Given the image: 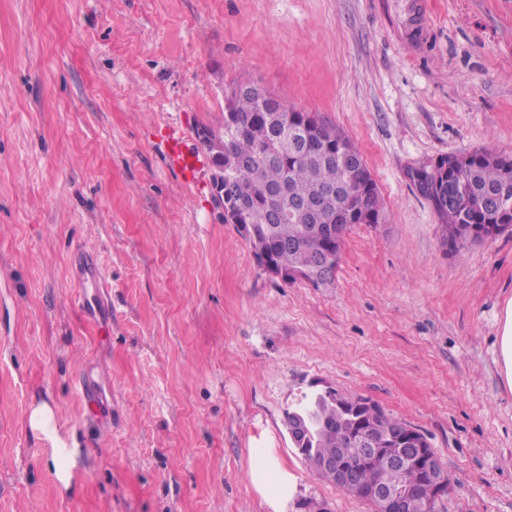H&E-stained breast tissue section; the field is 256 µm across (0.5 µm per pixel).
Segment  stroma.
I'll list each match as a JSON object with an SVG mask.
<instances>
[{"mask_svg":"<svg viewBox=\"0 0 512 512\" xmlns=\"http://www.w3.org/2000/svg\"><path fill=\"white\" fill-rule=\"evenodd\" d=\"M239 83L336 125L379 188L330 287L264 271L210 163L191 187L169 165V134L203 151ZM480 147L512 152V0H0V512H273L249 475L267 451L285 512H374L293 446L284 412L317 386L426 437L440 512H512V234L451 251L406 177ZM81 247L112 286L99 325ZM43 403L77 449L66 486L27 425ZM71 283L75 288L79 305L89 318L94 320L97 316L110 312L112 286L100 273L93 254L82 251L79 263L72 270ZM88 288L94 289L96 304L92 305L85 299ZM499 356L504 380L512 388V300L506 303L501 320Z\"/></svg>","mask_w":512,"mask_h":512,"instance_id":"stroma-1","label":"stroma"}]
</instances>
